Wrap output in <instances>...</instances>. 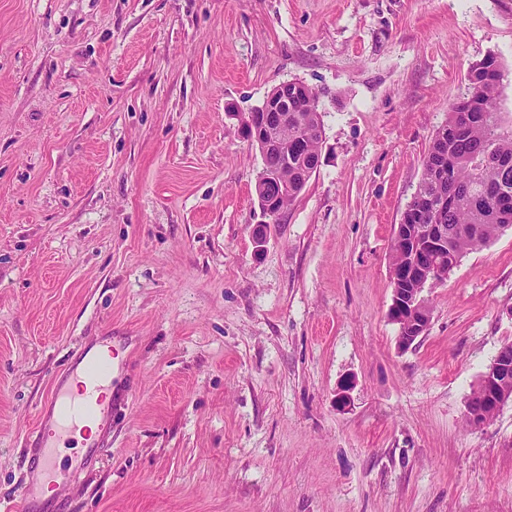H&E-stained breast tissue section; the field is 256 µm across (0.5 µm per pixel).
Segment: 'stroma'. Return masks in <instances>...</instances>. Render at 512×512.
Returning a JSON list of instances; mask_svg holds the SVG:
<instances>
[{"label": "stroma", "instance_id": "stroma-1", "mask_svg": "<svg viewBox=\"0 0 512 512\" xmlns=\"http://www.w3.org/2000/svg\"><path fill=\"white\" fill-rule=\"evenodd\" d=\"M490 54L512 112V0H0V505L73 351L108 344L107 452L75 473L62 438L43 512H512V403L465 422L512 342V230L424 290L409 349L389 313L394 231ZM292 80L322 163L273 221L240 126Z\"/></svg>", "mask_w": 512, "mask_h": 512}]
</instances>
